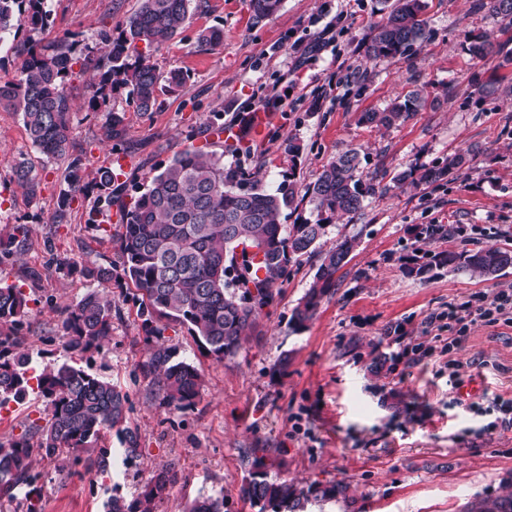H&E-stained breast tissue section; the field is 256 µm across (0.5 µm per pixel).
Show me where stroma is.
<instances>
[{"label": "stroma", "instance_id": "1", "mask_svg": "<svg viewBox=\"0 0 512 512\" xmlns=\"http://www.w3.org/2000/svg\"><path fill=\"white\" fill-rule=\"evenodd\" d=\"M196 2L190 26L151 56L160 72L186 71L187 83L161 94L159 108L149 114L137 112L125 96L112 100L129 126L124 153L104 144L103 113L84 107L92 94L90 72H75L69 81L77 105L70 114L71 140L83 183L90 186L97 168L119 162L128 186L146 185L159 165L189 144L208 145L225 164L236 163L209 131L213 112H223L230 127L241 113L286 89L290 95L264 137L244 136L249 164L260 169L265 186L292 169L299 187H306L327 161L355 149L363 180L389 190L366 198L364 211L329 228L324 246L343 233L361 240L306 329L294 330L289 319L319 264L315 254L290 265L277 302L236 357L216 359L181 326L166 331V345L202 376L194 407L180 411L165 405L142 373L150 348L125 288L80 273L116 260L121 228L115 213H100L97 223H89L99 195L90 186L63 223H52L58 197L69 188L67 163L42 155L21 115L0 109V225L26 227L17 260L0 265V283L21 286L31 298L20 330L30 372L67 359L61 306L92 290L111 298L112 338L95 355L93 369L128 394L127 424L142 448L139 465H124L118 439L108 436L104 474L86 453L71 472L36 460L44 475V512H103L112 491L137 497L153 472L171 464L178 479L155 512H183L201 495L223 496L228 512H251L239 490L254 448L265 449L271 477L350 484L352 505L313 501L306 512H462L512 472V428L477 436L486 417L463 410L473 402L489 406L497 395L512 398V325L471 326L450 356L442 350L448 306L476 293L512 289V270L489 281L445 271L423 278L406 274L402 258L418 248L414 229L420 224L463 227V235L433 242L436 251L512 245V21L477 9L476 0H425L427 39L405 55L374 60L365 43L382 17L379 0H284L258 25L247 0ZM139 6L140 0H46L45 28L0 37V84L19 78L15 41L50 45L70 32L81 45L97 47L102 31H117ZM213 26L223 28V46L198 50V31ZM479 36L492 43V54L469 52ZM419 87L428 104L405 123H359L360 113L383 111ZM290 138L299 147L293 161L285 151ZM472 145L480 154L448 184H389L396 172L442 163ZM22 158L37 176L36 194L14 176L13 165ZM398 336L428 342L431 357L419 365L398 357ZM451 358L461 364L456 381L448 377ZM379 359L385 365L378 371ZM6 412L11 421L0 426V443L48 419L34 393L9 403Z\"/></svg>", "mask_w": 512, "mask_h": 512}]
</instances>
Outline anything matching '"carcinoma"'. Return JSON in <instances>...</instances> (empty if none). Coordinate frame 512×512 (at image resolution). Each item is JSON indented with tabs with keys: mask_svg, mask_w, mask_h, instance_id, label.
I'll use <instances>...</instances> for the list:
<instances>
[{
	"mask_svg": "<svg viewBox=\"0 0 512 512\" xmlns=\"http://www.w3.org/2000/svg\"><path fill=\"white\" fill-rule=\"evenodd\" d=\"M283 0H249L253 24L258 25L279 12ZM192 0H141L118 36L103 35L100 57L79 48L67 33L51 46H37L27 39L15 46L23 57L21 78L0 85V107L21 114L32 145L44 156L69 160L66 178L70 190L57 203L52 221L60 224L83 193L81 158L71 154L70 113L73 103L67 93L73 67L98 71V82L87 101L93 111L104 110L108 139L118 153L125 144V113L110 107L112 96L126 93L137 111L145 114L159 107L160 92L184 86L188 75L172 69L161 75L150 56L162 44L190 25ZM478 7L492 15L512 19V0H478ZM425 0H382L385 18L372 26L367 54L374 59L393 57L427 39L420 16ZM44 0H0V33L13 28L37 31L48 24ZM197 46L214 50L224 43V30L203 29ZM144 50H139V45ZM426 103L416 91L402 103L384 112H363L359 121L392 127L407 121ZM481 148L474 145L448 157L440 165H420L393 175L401 188L416 180L449 182L460 175ZM359 153L346 151L323 166L316 181L299 193L293 174L273 188L262 185L259 172L240 161L224 165V154L189 145L178 152L130 205L121 210L123 231L119 237V261L84 267L80 272L97 281L120 278L134 288L131 300L147 340H155L142 364L145 377L163 392V403L179 410L195 405L200 394L198 369L176 358L162 339L173 324L209 353L220 359L232 358L253 332L263 310L280 295L279 285L288 279V266L304 255L317 253L320 264L310 287L295 307L291 323L306 328L324 297L336 287V274L349 262L359 244L358 235H344L329 249L317 245L338 218L355 215L370 196L383 194L387 187L362 183ZM18 182L30 195L38 183L25 159L14 165ZM95 186L104 191L99 201L112 206V195L122 194L126 183L110 168H101ZM309 202L316 220L283 224L285 209L296 210ZM457 224H421L416 238L428 245L463 233ZM26 234L24 225L0 227V263L16 256V242ZM255 241L265 242L260 256L247 251ZM512 268V246L488 245L480 249L434 251L418 248L406 258L405 272L424 275L433 270L464 272L482 280H493ZM29 296L15 286H0V408L20 403L29 395L30 357L19 351L15 330L30 313ZM63 347L70 361L44 370L37 378L39 396L50 411L44 426L33 424L8 444H0V490L10 495L18 486L27 488L26 512H41L42 474L33 470L39 455L64 464L78 461L75 452H99V467H107V449L101 442L113 432L123 451V461L135 465L141 459L139 436L127 425L128 395L101 378L92 368L93 354L103 350L112 336V301L95 291L74 305L61 308ZM265 449H253L248 477L241 487V499L257 512H304L310 500H350V484L343 480L299 485L293 481L268 478L264 470ZM170 466L153 473L139 496L130 500L112 488L104 512H155L168 487L177 480ZM187 512H224V497L195 498ZM464 512H512V473L504 476L495 491L476 496Z\"/></svg>",
	"mask_w": 512,
	"mask_h": 512,
	"instance_id": "carcinoma-1",
	"label": "carcinoma"
}]
</instances>
